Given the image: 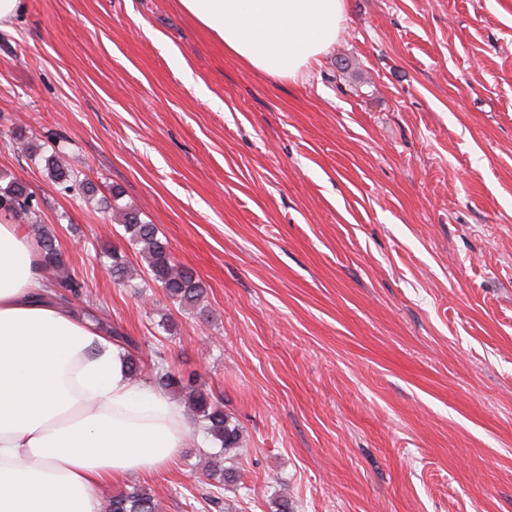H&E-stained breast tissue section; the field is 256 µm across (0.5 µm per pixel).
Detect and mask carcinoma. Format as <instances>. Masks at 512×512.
Returning <instances> with one entry per match:
<instances>
[{"mask_svg": "<svg viewBox=\"0 0 512 512\" xmlns=\"http://www.w3.org/2000/svg\"><path fill=\"white\" fill-rule=\"evenodd\" d=\"M49 177L59 192L66 195H84L93 191L91 184L80 178L60 161L59 152L53 150L43 157ZM0 210L12 216L20 224L37 227L40 255L46 268L59 270L64 261L55 236L40 225L39 207L35 196L21 181L10 179L0 187ZM112 221L120 224L129 242L139 247V253L147 264V274L152 283L162 288L165 297L180 308L195 309L204 299V288L196 273L189 267L178 264L171 253L168 241L158 236L155 225L142 220L141 212L131 205L112 207ZM107 269L117 283L127 278V259L119 251L109 253ZM152 378L164 389L179 392L184 401L186 414L203 425L210 441L224 449V454L235 455L241 447L239 425L231 416L224 413V405L212 391L203 388L195 380L185 381L164 366V358L154 364ZM208 478L224 486H231L238 480L232 471L214 464L209 469ZM107 512H160L154 495L140 485L112 496L108 501Z\"/></svg>", "mask_w": 512, "mask_h": 512, "instance_id": "obj_1", "label": "carcinoma"}]
</instances>
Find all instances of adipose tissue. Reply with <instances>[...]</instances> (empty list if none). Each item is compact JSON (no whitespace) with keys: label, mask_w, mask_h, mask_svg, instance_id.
<instances>
[{"label":"adipose tissue","mask_w":512,"mask_h":512,"mask_svg":"<svg viewBox=\"0 0 512 512\" xmlns=\"http://www.w3.org/2000/svg\"><path fill=\"white\" fill-rule=\"evenodd\" d=\"M244 65L297 78L335 42L346 0H180ZM44 269L0 217V512H100L101 490L165 470L189 436L106 333L41 300Z\"/></svg>","instance_id":"adipose-tissue-1"}]
</instances>
